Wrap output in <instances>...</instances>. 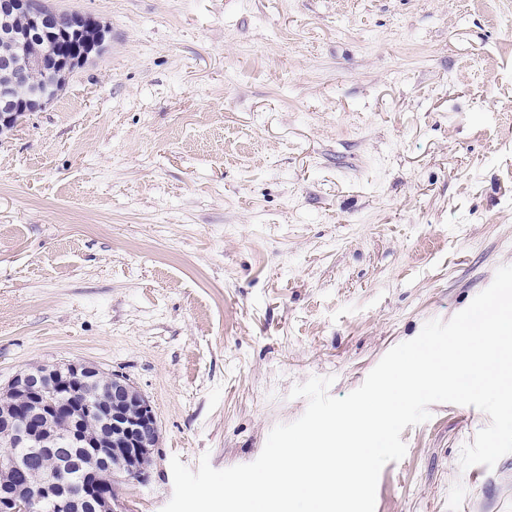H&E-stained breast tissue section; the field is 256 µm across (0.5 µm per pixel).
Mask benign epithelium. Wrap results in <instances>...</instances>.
<instances>
[{"label": "benign epithelium", "instance_id": "obj_1", "mask_svg": "<svg viewBox=\"0 0 512 512\" xmlns=\"http://www.w3.org/2000/svg\"><path fill=\"white\" fill-rule=\"evenodd\" d=\"M109 29L77 12L57 10L45 0H0V40L11 52L0 55V133L15 129L30 112L43 109L64 84L67 76L103 53ZM104 376L95 364L73 361L64 365H40L16 374L0 387V398L13 402L15 411L0 427V446L10 449L8 466H17L18 448H39L55 454L60 450H83L104 460L110 489L131 481L146 482L159 442L154 410L144 394L123 374L112 372V399L91 404L92 415L112 426V438L79 424L37 434L29 427L26 406L47 390L56 403L46 412L53 420L69 409V390L76 381L89 383ZM90 498L101 504L100 512H124L118 495L101 497L94 473L85 474ZM50 505L55 512H70L73 506L66 482L58 471H46L37 486L20 495L14 488H0V512H39Z\"/></svg>", "mask_w": 512, "mask_h": 512}]
</instances>
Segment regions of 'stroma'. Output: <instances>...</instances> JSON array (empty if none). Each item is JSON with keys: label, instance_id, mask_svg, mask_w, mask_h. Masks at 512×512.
<instances>
[{"label": "stroma", "instance_id": "stroma-1", "mask_svg": "<svg viewBox=\"0 0 512 512\" xmlns=\"http://www.w3.org/2000/svg\"><path fill=\"white\" fill-rule=\"evenodd\" d=\"M106 50L0 136V386L41 364L125 374L172 458L253 462L307 407L450 320L512 265V0H48ZM406 427L375 512H512L490 418Z\"/></svg>", "mask_w": 512, "mask_h": 512}]
</instances>
